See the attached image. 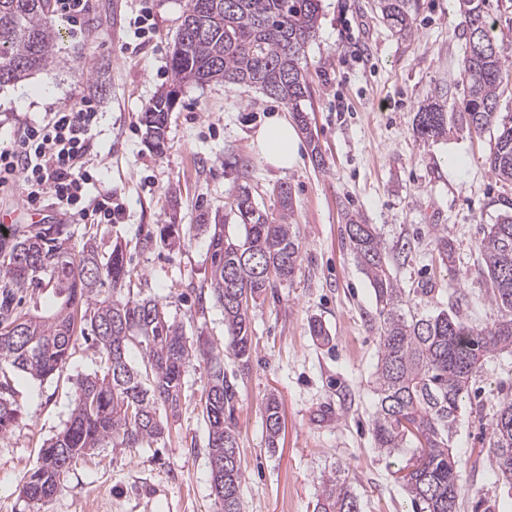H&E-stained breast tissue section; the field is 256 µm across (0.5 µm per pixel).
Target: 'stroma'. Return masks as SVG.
I'll return each mask as SVG.
<instances>
[{
  "label": "stroma",
  "instance_id": "1",
  "mask_svg": "<svg viewBox=\"0 0 512 512\" xmlns=\"http://www.w3.org/2000/svg\"><path fill=\"white\" fill-rule=\"evenodd\" d=\"M186 0H89L81 31L53 18L56 61L29 78L0 86V143L5 116L33 120L52 106L85 96L98 105L96 191L125 207L112 224L77 223L76 235L96 232L127 246L141 296L159 300L185 336L209 339L237 383L236 424L245 481V512H313L323 475L342 469L362 512H413L400 477L411 450L386 455L374 447L373 373L378 309L368 278L344 239L345 214H361L387 244L408 240V255L390 265L410 305L422 314L459 311L489 325L498 311L487 297L477 246L501 214L512 212V187L488 170L492 132L454 128L447 137L414 132L419 107L449 91V111L466 88L463 16L456 0H419L414 33L395 35L373 0H322L318 31L303 61L312 139H301L295 165L263 163L253 136L285 103L255 88L186 85L169 117L166 146L150 145L142 114L170 83L169 59ZM151 6L153 35L128 53L129 23ZM321 160H314L313 149ZM258 205L280 212L277 188L290 187V224L302 262L292 281L269 290L250 309L253 352L241 367L227 349L224 310L197 306L194 286L210 270L209 233L200 210L226 215V233L241 228L227 215L239 185ZM176 220L174 245L160 242L158 225ZM447 227L454 264L441 261L435 226ZM320 319L331 337L309 333ZM97 351L78 340L59 376H18L19 425L0 436V512H29L21 494L43 444L70 418L77 379L101 371ZM205 363L191 362L181 407L163 438L145 448L105 446L73 462L45 512H215L208 429L199 407ZM512 394V355L488 358L462 403L453 448L463 467L461 512H512V485L497 476L489 446L498 399ZM276 395L282 431L268 448L264 403Z\"/></svg>",
  "mask_w": 512,
  "mask_h": 512
}]
</instances>
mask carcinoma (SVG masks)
I'll return each instance as SVG.
<instances>
[{"label":"carcinoma","mask_w":512,"mask_h":512,"mask_svg":"<svg viewBox=\"0 0 512 512\" xmlns=\"http://www.w3.org/2000/svg\"><path fill=\"white\" fill-rule=\"evenodd\" d=\"M321 0H187L170 55L171 84L142 116L157 151L165 146L170 112L189 83L247 86L288 105L298 128L321 157L301 102L310 96L302 66L316 33ZM466 47L467 92L448 113L447 95H435L416 113L415 133L428 139L448 133V123L476 133L496 130L487 158L491 174L512 184V124L499 120L503 88L512 79V48L492 34L484 0H458ZM375 11L391 30L413 33L417 0H375ZM52 0H0V85L20 81L55 61L59 34L50 24ZM280 218L255 203L248 185L238 188L230 212L242 232L232 237L223 220L202 210L196 221L209 231L211 270L197 288L198 310L206 298L224 309L228 349L248 368L252 349L250 306L276 283L290 281L301 263V247L287 218L290 188L278 187ZM351 252L374 290L379 308V349L372 436L375 448L392 454L413 444L416 461L402 477L414 512H460L463 468L452 445L461 402L488 357L512 353V213L500 216L478 244L486 288L499 317L478 327L460 313H403L410 303L393 277L390 248L377 229L358 215H345ZM69 224H7L0 229V434L17 426L12 373L44 380L67 363L77 337L92 339L103 374L77 381V395L64 429L43 445L38 466L22 495L31 512L63 484L72 461L110 443L142 448L165 431L161 409L175 415L187 367L207 363L201 397L211 460L224 463V493L217 512H244V471L234 422L237 384L217 363L215 347L188 343L181 325L162 304L133 292L125 247L93 235L77 241ZM441 260L454 263L448 229L437 230ZM137 348L142 366L131 365ZM281 430L279 401H265L267 447ZM490 452L500 477L512 483V397L498 399L491 423ZM313 512H361L358 496L341 469L320 480Z\"/></svg>","instance_id":"carcinoma-1"}]
</instances>
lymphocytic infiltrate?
Segmentation results:
<instances>
[{
  "label": "lymphocytic infiltrate",
  "instance_id": "obj_1",
  "mask_svg": "<svg viewBox=\"0 0 512 512\" xmlns=\"http://www.w3.org/2000/svg\"><path fill=\"white\" fill-rule=\"evenodd\" d=\"M99 112L89 98L53 108L42 120H18L10 142L0 147V188L21 185L32 208L52 200L59 213L77 222L109 224L124 212L111 195H90L98 180L94 162Z\"/></svg>",
  "mask_w": 512,
  "mask_h": 512
}]
</instances>
